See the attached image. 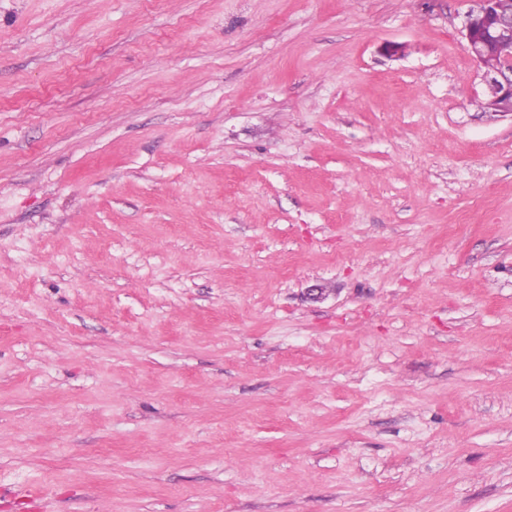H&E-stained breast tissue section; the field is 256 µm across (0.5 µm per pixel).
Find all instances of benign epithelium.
I'll list each match as a JSON object with an SVG mask.
<instances>
[{
  "label": "benign epithelium",
  "mask_w": 512,
  "mask_h": 512,
  "mask_svg": "<svg viewBox=\"0 0 512 512\" xmlns=\"http://www.w3.org/2000/svg\"><path fill=\"white\" fill-rule=\"evenodd\" d=\"M465 24L468 48L483 70L487 86L484 108L512 116V60L491 51L494 42L512 39V0H473Z\"/></svg>",
  "instance_id": "benign-epithelium-1"
}]
</instances>
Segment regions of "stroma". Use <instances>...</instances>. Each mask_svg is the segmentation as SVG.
<instances>
[{
    "label": "stroma",
    "mask_w": 512,
    "mask_h": 512,
    "mask_svg": "<svg viewBox=\"0 0 512 512\" xmlns=\"http://www.w3.org/2000/svg\"><path fill=\"white\" fill-rule=\"evenodd\" d=\"M471 7L0 0V512H512Z\"/></svg>",
    "instance_id": "35a3bbf8"
}]
</instances>
